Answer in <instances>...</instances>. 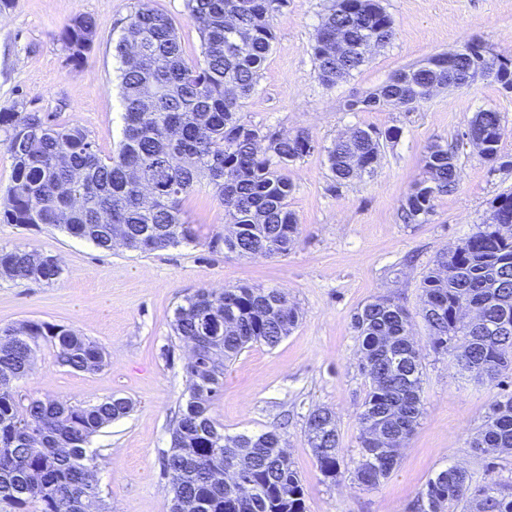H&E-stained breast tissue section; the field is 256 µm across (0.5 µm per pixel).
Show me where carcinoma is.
<instances>
[{"mask_svg": "<svg viewBox=\"0 0 512 512\" xmlns=\"http://www.w3.org/2000/svg\"><path fill=\"white\" fill-rule=\"evenodd\" d=\"M200 38L201 60H186L171 17L139 0L113 45L119 63L123 137L116 155H101L77 125H60L39 112H0V141L13 162L12 185L1 224H51L103 251L120 244L156 251L197 243L181 202L202 180L218 191L229 221L209 247L242 258L282 257L300 234L288 199L295 186L289 166L319 148L303 128L263 131L244 120L241 107L256 89L275 39L273 20L288 0H186ZM341 34L344 49L328 52ZM394 23L382 0H331L312 46L315 72L327 88L368 60L365 47L391 43ZM96 24L88 15L64 26L57 40L68 62L81 65ZM471 53L454 59L465 75L484 69L491 47L468 41ZM488 79L512 87V68L495 53ZM412 65L363 96L346 99V112L382 110L396 100L416 106L448 83L447 60ZM488 143L481 158L493 171L511 169L500 153V113L481 109L469 122ZM399 129L354 128L324 148L337 192L375 171L382 149ZM424 177L408 190L404 220L426 224L438 196L460 181L457 149L435 142L424 153ZM506 224H478L451 250H443L421 283L422 317L432 349L453 357L475 379L493 384L512 369V192L490 202ZM61 275L52 256L25 246L0 250V277L50 284ZM299 321L288 291L233 285L188 295L173 314L172 330L195 346L187 365L188 395L170 428L165 470L172 485L171 512H306L302 480L278 429L234 437L211 416L224 390V367L254 344L277 346ZM360 363L369 389L358 415L360 458L349 479L374 487L398 464L401 447L422 416L424 355L412 337L406 308L387 297L356 311ZM59 363L95 372L106 360L97 343L63 325L27 321L0 327V504L11 512H88L102 502L91 438L133 410L131 400L109 396L93 404L19 395L43 344ZM308 441L323 478L335 483L342 448L335 414L326 407L306 420ZM471 448L512 455V395L494 401ZM410 512H512V482H475L450 465L427 482Z\"/></svg>", "mask_w": 512, "mask_h": 512, "instance_id": "obj_1", "label": "carcinoma"}]
</instances>
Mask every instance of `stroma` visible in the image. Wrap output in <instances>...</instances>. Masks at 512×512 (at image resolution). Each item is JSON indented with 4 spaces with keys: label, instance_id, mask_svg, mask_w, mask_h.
Masks as SVG:
<instances>
[{
    "label": "stroma",
    "instance_id": "1",
    "mask_svg": "<svg viewBox=\"0 0 512 512\" xmlns=\"http://www.w3.org/2000/svg\"><path fill=\"white\" fill-rule=\"evenodd\" d=\"M178 26L185 57L200 58L199 33L185 0H150ZM138 0H11L0 11V111L49 114L81 126L102 154H116L122 107L112 46ZM328 0H289L276 16V40L243 118L288 134L303 128L321 145L290 167V208L300 236L285 257L245 259L212 250L207 242L227 219L214 189L200 184L183 201L184 218L202 242L139 253L115 246L103 252L59 228L0 223V248L25 245L57 258L59 279L15 282L0 277V326L45 321L72 328L104 347L105 365L92 373L60 365L41 347L20 394L72 403L116 394L135 404L129 416L101 429L90 449L95 478L110 512H170L172 489L164 469L169 430L189 384L184 343L171 331L173 312L202 288L248 284L284 288L299 323L278 346L254 345L224 372V390L212 407L225 435L259 434L282 427L284 446L305 489L306 512H409L426 482L457 464L473 480L512 481V457L476 453L469 443L501 390L461 371L450 355L428 347L419 313L421 282L444 249L460 244L486 221L489 203L512 191V168L491 170L463 132L475 112H500L503 154L512 157V91L479 81L435 93L413 108L346 112L342 102L383 84L402 68L453 51L471 39L512 58V0H383L395 37L353 76L322 86L311 46ZM96 21V38L80 67L66 61L56 40L74 17ZM398 127L373 175L331 191L324 145L356 127ZM457 141L461 179L435 201L426 224H406L400 208L423 176L428 144ZM388 296L413 315L412 334L424 349L423 414L391 476L373 488L324 482L308 443L306 418L316 407L336 415L341 467L359 458L357 415L369 388L360 370L352 317L359 307Z\"/></svg>",
    "mask_w": 512,
    "mask_h": 512
}]
</instances>
